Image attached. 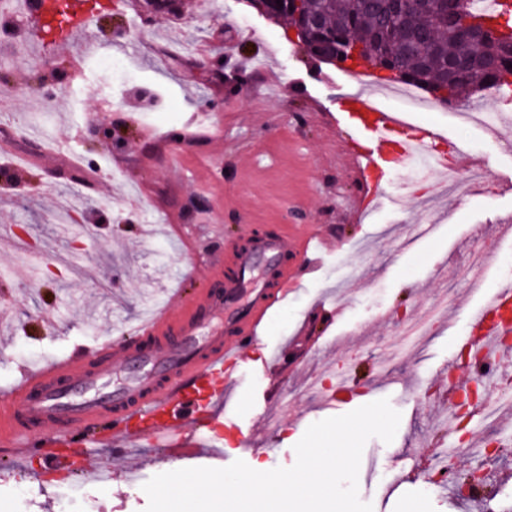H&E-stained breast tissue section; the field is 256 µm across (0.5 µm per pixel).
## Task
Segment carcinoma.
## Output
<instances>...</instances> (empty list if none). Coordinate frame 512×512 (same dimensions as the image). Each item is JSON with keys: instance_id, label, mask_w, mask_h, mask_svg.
<instances>
[{"instance_id": "obj_1", "label": "carcinoma", "mask_w": 512, "mask_h": 512, "mask_svg": "<svg viewBox=\"0 0 512 512\" xmlns=\"http://www.w3.org/2000/svg\"><path fill=\"white\" fill-rule=\"evenodd\" d=\"M276 15L290 24L315 20L302 46L319 58L343 48L350 39L362 41L378 55L379 66L391 71L377 75L385 83L413 84L435 93L459 56L458 33L465 31L470 0H267ZM483 44L470 43L463 56L471 77L484 88L512 94L505 83L485 69Z\"/></svg>"}]
</instances>
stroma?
<instances>
[{
  "label": "stroma",
  "mask_w": 512,
  "mask_h": 512,
  "mask_svg": "<svg viewBox=\"0 0 512 512\" xmlns=\"http://www.w3.org/2000/svg\"><path fill=\"white\" fill-rule=\"evenodd\" d=\"M138 0H120L90 22L93 42L83 77L52 102L17 97L0 110V139L11 150L0 166L24 183L0 191V225L26 240L29 257L0 240V305L9 325L0 333V385L21 368L64 353L122 343L147 309L176 288L194 296L208 286L211 267L246 225L270 229L308 224L331 242L323 268L304 273L301 286L268 316L262 344L278 363L244 360L228 412L232 429L216 424L222 457L166 454L134 447L143 481L189 467L224 468L235 460L266 469L292 467L295 445L313 423L385 398L400 412L394 440L370 438L363 459L399 466L394 491L358 476L362 501L373 512H501L512 504V429L485 419L497 408L500 378L485 384L463 430L437 426L433 407L448 376L468 381L464 346L477 333L470 317L503 283L512 282V145L496 132L512 98L473 93L469 104H490L486 124L462 126L449 112H415L412 122L439 128L433 151L459 148L449 176H465L481 157L492 192L440 195L393 204L409 169L384 165L376 208L358 217L363 188L350 154L354 127L333 123L353 90L345 68L310 56L288 40L285 24L249 0H179L176 13L137 22ZM103 55L123 57L133 74L113 90ZM237 66H221L223 57ZM117 126L118 147L93 143L89 96ZM48 145L28 167L21 144ZM108 167L102 193L75 177L71 160ZM494 261L472 266L483 248ZM345 309H323L335 294ZM353 377L337 393L336 376ZM335 395V405L321 406ZM439 444L461 458L462 471H480L488 495L479 499L426 492L419 474ZM112 486L77 472L44 477L15 468L0 447V512H57L61 494H74L83 512H145L149 499L121 467Z\"/></svg>",
  "instance_id": "obj_1"
}]
</instances>
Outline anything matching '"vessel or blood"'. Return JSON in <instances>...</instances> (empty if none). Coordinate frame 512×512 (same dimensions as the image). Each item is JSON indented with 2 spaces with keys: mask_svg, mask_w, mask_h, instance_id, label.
Here are the masks:
<instances>
[{
  "mask_svg": "<svg viewBox=\"0 0 512 512\" xmlns=\"http://www.w3.org/2000/svg\"><path fill=\"white\" fill-rule=\"evenodd\" d=\"M24 10L51 22L48 38L61 47L91 16L85 0H67L62 16L56 0H25ZM343 106L362 141L356 160L367 206L378 198L373 175L384 156L394 154L397 165L406 166L411 155L427 152L438 134L413 131L360 91L345 97ZM244 235L247 242L233 251L229 265L214 267L210 291L180 298L177 315L146 318L118 348H98L92 359L69 354L23 368L15 382L0 388V446L10 450L15 466H25L36 447L43 470L53 473L74 467L72 448H96L107 440L117 458L144 441L182 455L213 445L210 429L220 408L233 401V373L246 350L260 341L268 313L297 283L287 254L303 253L316 271L324 247L305 224L266 234L249 228ZM473 315L482 322L477 353L500 365L512 348L501 342L489 319L512 320V287L499 288ZM118 363L126 374L116 382L112 372Z\"/></svg>",
  "mask_w": 512,
  "mask_h": 512,
  "instance_id": "vessel-or-blood-1",
  "label": "vessel or blood"
}]
</instances>
